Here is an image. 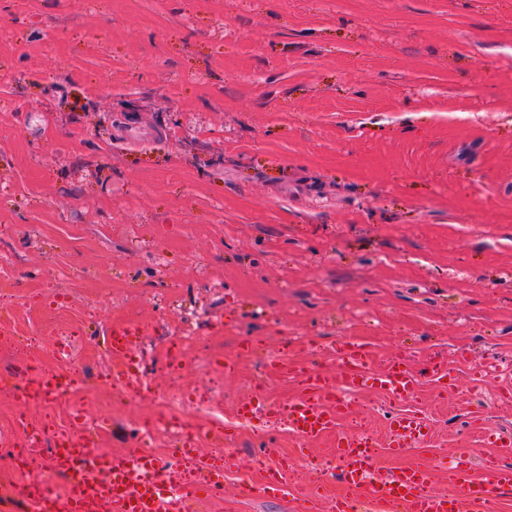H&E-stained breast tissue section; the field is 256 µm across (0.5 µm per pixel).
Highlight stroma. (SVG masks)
<instances>
[{
    "label": "stroma",
    "instance_id": "35a3bbf8",
    "mask_svg": "<svg viewBox=\"0 0 512 512\" xmlns=\"http://www.w3.org/2000/svg\"><path fill=\"white\" fill-rule=\"evenodd\" d=\"M142 331L149 386L204 401L196 446L231 459L197 512H295L260 493L286 429L237 428L298 393L281 356L332 373L341 340L372 370L406 354L453 362L413 401L348 394L346 432L385 440L414 410L431 435L380 449L383 474L446 466L512 431V0H0V483L21 482L14 422L52 439L70 417L99 452L138 447L149 399L110 384L111 325ZM69 327L79 390L55 404L15 388L62 368ZM194 331L179 379L163 364ZM491 370L484 383L473 372ZM336 437L303 441L288 481L332 512Z\"/></svg>",
    "mask_w": 512,
    "mask_h": 512
}]
</instances>
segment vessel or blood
<instances>
[{"label": "vessel or blood", "mask_w": 512, "mask_h": 512, "mask_svg": "<svg viewBox=\"0 0 512 512\" xmlns=\"http://www.w3.org/2000/svg\"><path fill=\"white\" fill-rule=\"evenodd\" d=\"M108 336L109 350L116 357H131L140 340L138 330L126 326L110 328ZM338 360V368L332 374L297 367L285 358L274 362L275 371L300 375L299 396L279 411L294 437L315 438L335 431L349 412L342 391H360L374 385L400 401L412 399L417 392L419 379L406 355L392 356L383 370L373 375L368 372L371 358L367 345L342 344ZM429 432L428 424L419 416L405 413L392 419L390 436L383 446L399 453L421 442ZM379 446L372 435L365 432L337 439L338 476L351 493L336 500V512H363V498L357 496L361 490L365 491V498L381 504L386 512H492V504L501 495L512 492L511 465L487 459L484 468L488 475L479 479L474 475L470 457L465 454L459 455L449 467V485L444 493L431 492L433 474L421 465L402 468L381 482H374L371 473ZM56 448L55 465L70 477L66 512H94L96 501L102 495L106 496L113 512H165L156 482L133 480L135 474L158 470V462L148 453L136 448L123 456L97 458L89 467L84 463L88 453L85 443L62 438ZM181 454L203 473L201 488L206 494L222 492V465L200 454L191 444L185 445ZM287 468V463L280 461L268 470L263 481L265 493L292 495L293 489L285 479Z\"/></svg>", "instance_id": "vessel-or-blood-1"}]
</instances>
